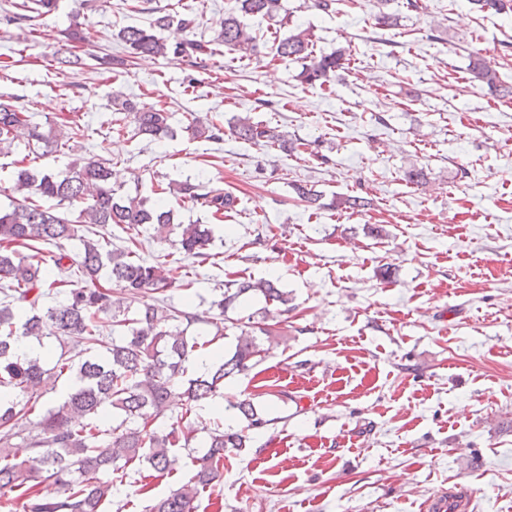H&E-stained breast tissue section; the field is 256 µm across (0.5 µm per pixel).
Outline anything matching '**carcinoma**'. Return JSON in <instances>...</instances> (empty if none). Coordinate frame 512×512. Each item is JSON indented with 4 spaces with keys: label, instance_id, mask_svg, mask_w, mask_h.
Wrapping results in <instances>:
<instances>
[{
    "label": "carcinoma",
    "instance_id": "obj_1",
    "mask_svg": "<svg viewBox=\"0 0 512 512\" xmlns=\"http://www.w3.org/2000/svg\"><path fill=\"white\" fill-rule=\"evenodd\" d=\"M469 3L480 12L512 13V0ZM57 6L58 0H14L12 19L31 22ZM283 10L281 0H236L216 41L249 59L258 53V43L241 17L261 16L281 26L288 18L281 14ZM144 11L153 15L148 25L119 31L132 54L202 60L213 53L206 42L186 40L173 45L162 36L173 26L193 28L198 14H158L150 7ZM275 55L302 63L299 79L310 86L333 81L345 61L339 50L313 55L310 31L300 28L277 41ZM468 72L471 79L490 88L499 83L494 65L480 56L470 58ZM113 108L128 115L141 136L158 139L173 134L170 115L163 108L137 105L121 94L113 95ZM229 131L257 146L295 149L288 133L247 116L232 118ZM184 132L192 140H219L224 128L193 115ZM20 140L56 149L64 135L40 131L13 97L0 95V155L9 154ZM111 178L110 163L105 160L90 159L64 171L21 168L13 185L20 198L11 208L0 209V285L8 287L0 299V391L10 394L8 400H0V497L14 493L24 498L26 512H109L112 482L103 479L104 474L136 461L159 474L170 473L174 454L191 447L194 440L183 419L224 396L225 381L247 371L263 352L255 333L267 334V319L293 310L290 295L278 281L251 278L225 283L221 299L212 301L205 312L148 303L132 308L114 294V288L132 298L166 292L182 278L180 267L160 260L148 262L130 248L110 249L108 228L115 225L137 233L140 226L149 224L163 233L173 223V212L160 200L119 194ZM200 189V184L189 180L168 184L170 194L187 203L200 201L214 216L235 208L237 197L231 192L213 188L202 193ZM330 206L362 212L371 202L361 196H336ZM87 224L103 231L91 229L86 234ZM74 240L80 244V253L77 261L68 264L65 243ZM211 242L208 225L184 224L177 249L187 257L206 259ZM51 295L53 304L43 306ZM244 295L264 298L261 318L248 316L230 357L202 360L188 373V364L207 345L191 328L206 325L213 329V338L223 336L226 309ZM103 315L111 316L116 333L110 342L100 336ZM52 338L68 350L50 368L40 357L21 358L15 353L21 339L42 347ZM66 371V394L35 414L39 401ZM175 397L183 398L184 412L163 427L159 421ZM232 406L245 426L226 430L224 416H215L202 449L188 454L191 476L156 499L150 512H196L200 490L220 477L225 453L245 451L250 432L268 425L250 399H239ZM24 433L32 453L21 459L13 454L11 441Z\"/></svg>",
    "mask_w": 512,
    "mask_h": 512
}]
</instances>
